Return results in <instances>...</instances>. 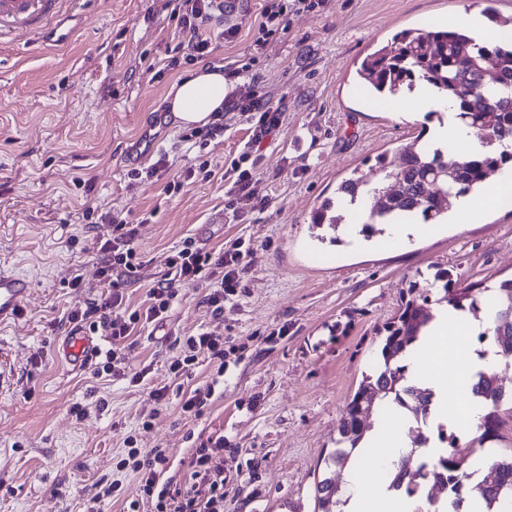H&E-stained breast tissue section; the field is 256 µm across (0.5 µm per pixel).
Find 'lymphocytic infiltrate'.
<instances>
[{"label":"lymphocytic infiltrate","mask_w":512,"mask_h":512,"mask_svg":"<svg viewBox=\"0 0 512 512\" xmlns=\"http://www.w3.org/2000/svg\"><path fill=\"white\" fill-rule=\"evenodd\" d=\"M167 4L184 36L179 48L185 62L211 56L215 38L229 40L238 33L237 27L233 26L220 31L215 38L207 34L206 28L218 10L217 0H167ZM324 4L325 0H266L251 43L252 56L262 55L270 41L285 35L292 16L313 11ZM224 109L249 115L261 138L277 133L282 125L280 108L254 99L246 84L225 97ZM249 158V153H242L225 169L227 193L234 198L262 202L266 199L263 179L257 168L249 165ZM94 241L101 255L98 275L102 293L85 308L69 311L66 319L76 327L92 332L104 331L116 345L131 336L137 324L166 321L177 296L175 284L182 279L208 281L210 291L206 303L214 314H223L225 302L238 292L241 272L256 253L255 245L241 238L226 241L223 249L216 252L199 249L190 241L184 242L182 248L165 255L163 279L149 289L142 309L137 310L126 303L131 276L141 265L134 229L112 216L108 219L107 231L96 235ZM203 354L223 359V339L208 332L187 337L181 354L168 366L169 375L177 378L189 374ZM223 448L224 440L220 437L197 448L192 460L194 484L191 492L185 494L160 486V468L165 458L156 451L146 454L134 464L141 492L154 499L156 512H224V471L211 465L213 453Z\"/></svg>","instance_id":"1"}]
</instances>
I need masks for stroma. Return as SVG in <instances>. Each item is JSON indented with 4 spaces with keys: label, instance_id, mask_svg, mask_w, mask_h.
<instances>
[{
    "label": "stroma",
    "instance_id": "obj_1",
    "mask_svg": "<svg viewBox=\"0 0 512 512\" xmlns=\"http://www.w3.org/2000/svg\"><path fill=\"white\" fill-rule=\"evenodd\" d=\"M265 0H241L221 26H238L208 62L225 70L251 63L257 98L280 107L283 125L264 140L258 170L268 201L228 200L227 160L243 152L253 127L225 113L224 133L199 149L181 142L186 126L157 130V152L168 154L161 180L146 165L123 161L141 125L165 111L171 86L189 72L169 68L181 42L165 0H77L80 28L64 46L44 50L16 32L0 40V266L20 271L32 293L18 322L0 324V361L13 385L0 391V512H81L84 499L116 484L100 512H155L143 497L128 451H163L159 477L169 489L191 485L200 444L223 438L212 457L224 468V512H314L324 459L338 446V425L379 353L382 325L398 312L410 282L432 288L438 269L460 285L492 286L512 277V203L478 220L448 222L406 242L370 230L347 247V225L311 224L320 202L335 196L353 169L377 155L418 143L423 120L360 100L355 69L402 29L460 14L512 16V0H327L295 16L287 34L258 60L249 46ZM163 64L152 78L146 61ZM208 159L209 179L185 172ZM92 179L85 193L75 178ZM179 192L165 193L170 181ZM136 229L144 264L127 289L141 306L162 275L163 256L191 240L211 250L229 239L257 244L241 290L214 315L206 282L185 280L164 325L146 324L115 351L124 376L91 378L57 359L69 326L64 312L97 298L100 255L88 227L93 210ZM83 285L67 287L74 275ZM208 331L224 340L223 360L199 357L190 375L171 378L183 337ZM147 371L168 386L154 400ZM214 393L201 414L183 412L191 388ZM82 404L83 419L72 416Z\"/></svg>",
    "mask_w": 512,
    "mask_h": 512
}]
</instances>
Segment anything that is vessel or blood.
I'll list each match as a JSON object with an SVG mask.
<instances>
[{
  "instance_id": "vessel-or-blood-1",
  "label": "vessel or blood",
  "mask_w": 512,
  "mask_h": 512,
  "mask_svg": "<svg viewBox=\"0 0 512 512\" xmlns=\"http://www.w3.org/2000/svg\"><path fill=\"white\" fill-rule=\"evenodd\" d=\"M72 19V14L63 10L62 0H0V38L23 31L38 46L54 45L68 38L66 24ZM30 292L25 275L0 269V323L20 317ZM101 346L100 336L76 327L63 336L59 351L69 367L79 370L97 358Z\"/></svg>"
}]
</instances>
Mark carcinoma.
<instances>
[{
    "label": "carcinoma",
    "instance_id": "cac0c4a2",
    "mask_svg": "<svg viewBox=\"0 0 512 512\" xmlns=\"http://www.w3.org/2000/svg\"><path fill=\"white\" fill-rule=\"evenodd\" d=\"M357 87L366 100L393 97L416 89L424 83L429 89L443 93L453 103L468 126L483 134L486 144L512 142V36H502L491 44L481 45L467 27L425 26L409 28L395 34L387 44L368 55L357 70ZM512 153L448 157L440 150L424 146L408 147L401 152V162L388 155L377 158L378 178L369 179L353 172L336 189V197L324 198L316 208L312 224L333 228L345 223L340 206L345 202H364L365 225L387 224L397 216L419 215L423 221L447 223L448 197L452 194L479 193L487 173L507 161ZM442 283L437 298L432 290L410 285L408 298L397 314L382 328L379 369L363 379L348 403L338 426L344 446L327 458V473L317 481L315 512H343L342 486L336 469L358 461L356 449L367 428L362 426L359 397L368 390L376 391L374 406L394 404L408 412L418 426L428 424L434 392L415 384L408 377L407 355L423 334L432 318L431 303L451 305L456 309L479 314L484 288L475 284L458 286L447 269L435 273ZM495 341L506 358L512 357V278L493 288ZM471 392L487 406L480 427L482 438L494 435L498 428L496 409L512 399V385H507L494 371L481 372L472 381ZM446 446L431 464L417 460L413 447L400 460L390 476L389 488L398 491L407 485L409 497L420 495L422 488L438 487L449 496L452 512H467L462 496L461 478L479 475L472 487L483 500V512H506L512 498V455L479 463L477 449L463 445L452 432L440 435ZM436 492V493H438ZM426 495L427 512H440L438 496Z\"/></svg>",
    "mask_w": 512,
    "mask_h": 512
}]
</instances>
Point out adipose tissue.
Masks as SVG:
<instances>
[{
	"instance_id": "obj_1",
	"label": "adipose tissue",
	"mask_w": 512,
	"mask_h": 512,
	"mask_svg": "<svg viewBox=\"0 0 512 512\" xmlns=\"http://www.w3.org/2000/svg\"><path fill=\"white\" fill-rule=\"evenodd\" d=\"M228 91L219 68L201 66L175 82L167 97V109L184 125H207L224 107ZM427 134L448 155L479 154L485 146L456 114L446 122L429 124ZM491 308H484L480 318L451 306L440 307L413 361L418 381L438 395L433 419L447 425L457 435L474 434L481 422L484 408L471 393V382L480 372L504 364L496 346H486L484 353L466 345L469 336L492 329ZM409 440L404 420L398 409L379 408L375 427L360 452L368 458L365 469L348 471L345 486L350 493L346 512H416L417 498L388 492L383 478L387 464L397 460Z\"/></svg>"
}]
</instances>
